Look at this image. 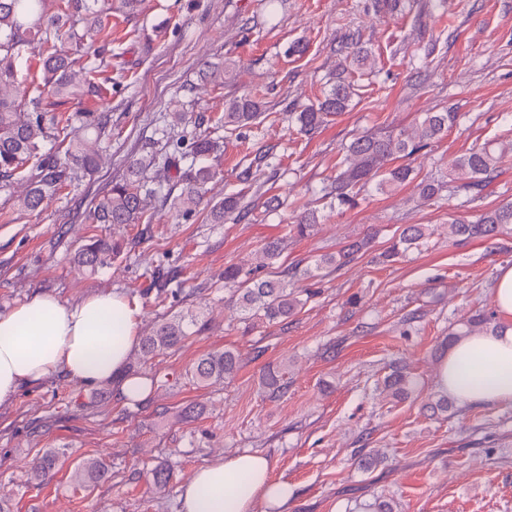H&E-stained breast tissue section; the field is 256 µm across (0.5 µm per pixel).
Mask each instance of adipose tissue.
<instances>
[{
  "mask_svg": "<svg viewBox=\"0 0 512 512\" xmlns=\"http://www.w3.org/2000/svg\"><path fill=\"white\" fill-rule=\"evenodd\" d=\"M498 328L458 337L440 363L436 386L463 408L512 404V266L500 268L493 288ZM137 309L104 292L77 304L44 293L0 314V405L21 389L63 375L85 384L120 377L124 400L140 402L148 381L124 375L138 342ZM294 494L273 479L258 452L217 459L182 484L181 512H284Z\"/></svg>",
  "mask_w": 512,
  "mask_h": 512,
  "instance_id": "adipose-tissue-1",
  "label": "adipose tissue"
}]
</instances>
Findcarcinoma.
I'll return each instance as SVG.
<instances>
[{"instance_id": "cac0c4a2", "label": "carcinoma", "mask_w": 512, "mask_h": 512, "mask_svg": "<svg viewBox=\"0 0 512 512\" xmlns=\"http://www.w3.org/2000/svg\"><path fill=\"white\" fill-rule=\"evenodd\" d=\"M62 4L60 12L49 15L46 0H0V182L12 183L25 162L35 161L37 174L21 198L22 206L27 210L38 208L80 174L96 172L107 151L106 132L110 120L101 112H87L82 116L84 136L70 143L64 154L44 151L46 139L54 132L60 133L59 121L44 106L42 96L25 99L17 82V60L22 49L32 44L40 47L38 61L46 95L61 100L93 93L90 74L100 67L103 59H82L74 52L59 48L58 44L83 41L84 35L71 24L74 18L82 20L88 34L100 30V14L112 6L103 8L98 5V0H62ZM368 60V52L361 47L346 53L344 62L336 69L335 84L323 98L294 113L301 133L310 135L328 118L349 110L355 95L354 84L347 77L349 67H363ZM260 116V105L247 96L235 97L224 106V125L235 130L249 127ZM457 120L456 112H428L414 128L369 132L356 137L347 147L336 177L322 189V198L348 206L354 203L357 191L366 187L386 192L413 182L419 198L432 199L440 186L431 178L418 180L413 170L402 164L384 173L381 168L387 160L410 157L430 146ZM221 147L219 139L203 137L193 140L187 153L176 144L164 154L149 152L130 159L124 179L112 184L109 193L93 207L92 223L134 224L142 219L152 201L158 198V188L145 180L151 171L175 174L182 182V188L174 204L187 214L195 211L204 201L206 184L215 176L208 161L221 151ZM499 159L500 152L489 145L472 149L449 163L452 180L468 192L471 199H479L497 176ZM226 216L239 221L253 217L255 206L243 201L240 195L226 196L210 207V217L213 223L222 224ZM317 224L318 212L308 209L296 216L295 222L289 225V232L305 238L313 233ZM511 226L512 202L483 212L474 221L449 220L448 237L479 239L492 244ZM427 231L423 224L406 225L384 254L385 259L393 261L419 246L427 237ZM368 243L367 237L352 242L336 254L321 258L313 268L296 264L277 271L275 266L281 255V245L277 240L268 241L261 249V260L252 267L253 276L243 280L241 267L230 265L224 268V289L230 291L227 302L249 325L283 322L300 312L313 297V293L295 288L296 281L315 277V271L323 267L340 268L351 263ZM122 251L123 244L117 240L93 238L80 248L77 261L94 270ZM494 321L492 310L473 315L461 321L459 329L448 334V341L480 328L486 330ZM205 325L206 320L196 311L163 318L152 334L143 337L141 354L148 357L171 350L193 334V330L200 331ZM239 363V355L234 350L212 351L194 364L190 376L199 383L211 380L229 383L236 377ZM414 386L415 377L403 366L391 367L384 380L385 389L398 400L408 398ZM55 464L56 454L52 451L45 453L33 463V477L40 481L45 479ZM107 477L108 471L97 460L83 462L76 471V478L82 482H99Z\"/></svg>"}]
</instances>
